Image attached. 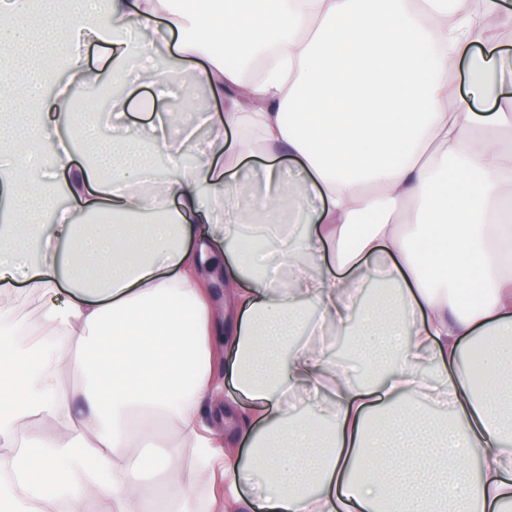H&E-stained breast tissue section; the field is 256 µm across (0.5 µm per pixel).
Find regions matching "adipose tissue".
<instances>
[{
  "mask_svg": "<svg viewBox=\"0 0 512 512\" xmlns=\"http://www.w3.org/2000/svg\"><path fill=\"white\" fill-rule=\"evenodd\" d=\"M166 18L176 41L145 84L173 86L184 62L224 100L207 115L210 136L195 167L185 138L152 129L154 154L175 172L152 179L154 154L118 162L136 130L126 99L112 98L111 137L76 122L64 105L90 71L85 41L106 45L128 81L148 53L131 25ZM506 0H475L449 15L447 0H0V281L23 277L17 303L37 306L33 332L15 342L0 325V457L11 480L0 512H48L58 499L110 501L141 512L152 425L174 435L155 469L183 467L177 493L151 512H185L196 487L212 512H503L512 502V72L489 18ZM68 84L55 85L58 73ZM53 93H46L47 85ZM495 111L479 123L475 99ZM78 123L98 166L75 163L63 124ZM485 133H477V125ZM233 133V150L225 133ZM49 141L57 148L34 179L16 171ZM270 158L254 196L245 155ZM296 166L299 193L283 192L276 161ZM64 184L72 207L49 193ZM178 200L170 208L168 200ZM55 211L51 234L30 213ZM284 243L288 278H272L265 246ZM224 267L216 307L207 271ZM381 287L361 323L357 292ZM66 304H53L60 291ZM357 329L355 371L331 359L326 336ZM237 394L224 402L221 440L203 417L219 395L211 350ZM481 345L478 367L466 358ZM431 362L432 375L420 366ZM481 382H474L473 369ZM77 377L68 387L64 378ZM316 395L319 410L291 416L290 399ZM443 401L452 425L434 452L414 441L422 401ZM51 418L45 441L22 434ZM268 485L259 498L244 485Z\"/></svg>",
  "mask_w": 512,
  "mask_h": 512,
  "instance_id": "adipose-tissue-1",
  "label": "adipose tissue"
}]
</instances>
